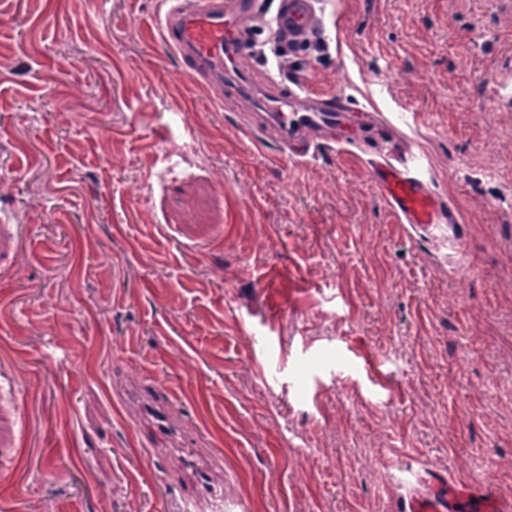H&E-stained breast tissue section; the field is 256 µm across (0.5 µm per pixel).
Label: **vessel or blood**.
I'll list each match as a JSON object with an SVG mask.
<instances>
[{"instance_id":"1","label":"vessel or blood","mask_w":512,"mask_h":512,"mask_svg":"<svg viewBox=\"0 0 512 512\" xmlns=\"http://www.w3.org/2000/svg\"><path fill=\"white\" fill-rule=\"evenodd\" d=\"M164 37L191 79L230 83L239 98H248L252 80L239 64L249 52L248 21L263 0H169ZM316 0H278L277 30L289 43L311 36ZM357 108L330 93L301 85L289 92L273 91L254 114L256 124L273 129L290 155L303 157L323 140L340 146L358 141L354 133ZM372 182L400 223L429 229L455 221L452 208L436 195L416 160H397L390 153L371 156ZM422 489L404 501L403 512H512V496L489 485L477 486L453 475L422 476Z\"/></svg>"}]
</instances>
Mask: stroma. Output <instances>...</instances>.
<instances>
[{
  "mask_svg": "<svg viewBox=\"0 0 512 512\" xmlns=\"http://www.w3.org/2000/svg\"><path fill=\"white\" fill-rule=\"evenodd\" d=\"M320 7L327 51L279 86L377 114L290 160L187 77L160 0H0V512H164L185 467L138 386L237 485L223 512H402L427 472L512 495V0ZM390 144L454 226L398 223L366 163Z\"/></svg>",
  "mask_w": 512,
  "mask_h": 512,
  "instance_id": "stroma-1",
  "label": "stroma"
}]
</instances>
